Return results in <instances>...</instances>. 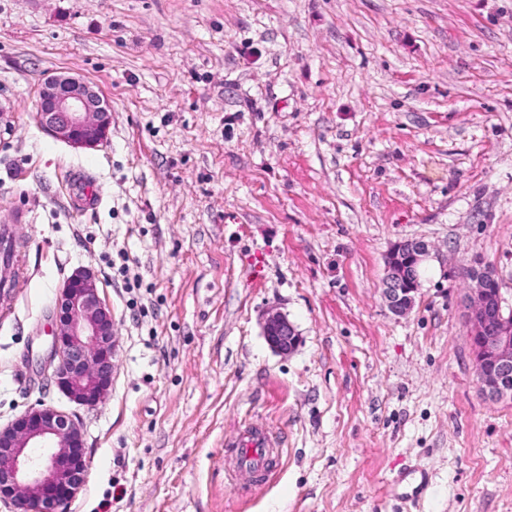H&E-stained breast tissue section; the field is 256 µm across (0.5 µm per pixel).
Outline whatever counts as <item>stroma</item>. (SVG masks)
Here are the masks:
<instances>
[{"mask_svg": "<svg viewBox=\"0 0 512 512\" xmlns=\"http://www.w3.org/2000/svg\"><path fill=\"white\" fill-rule=\"evenodd\" d=\"M53 71L108 97L106 144L37 125ZM0 110L27 269L0 425L39 400L82 422L67 512H512V400L482 394L463 303L479 260L512 308V0H0ZM407 239L431 251L396 316ZM80 266L118 329L93 408L40 367ZM252 424L281 453L243 491L225 442ZM429 254V244L416 239L395 243L388 251L383 294L394 315L412 309L419 290V269ZM262 331L268 345L280 354H290L299 346L300 336L295 326L279 311L265 313Z\"/></svg>", "mask_w": 512, "mask_h": 512, "instance_id": "35a3bbf8", "label": "stroma"}]
</instances>
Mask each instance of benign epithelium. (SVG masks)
<instances>
[{
	"instance_id": "7a95c632",
	"label": "benign epithelium",
	"mask_w": 512,
	"mask_h": 512,
	"mask_svg": "<svg viewBox=\"0 0 512 512\" xmlns=\"http://www.w3.org/2000/svg\"><path fill=\"white\" fill-rule=\"evenodd\" d=\"M112 105L91 83L60 71L40 84L35 121L55 139L78 149H95L109 137ZM430 254L423 240L394 244L386 256L383 294L389 310L407 314L419 290V269ZM464 295L465 322L473 341L482 392L491 400L512 398V319L503 312L501 291L491 293L486 264L470 267ZM99 277L76 269L59 288L48 362L50 382L72 402L93 407L108 393L116 346L112 308L99 295ZM263 336L276 352L292 353L300 336L288 317L270 310ZM45 448L32 458L28 449ZM87 461L84 432L69 414L40 401L0 426V501L16 512H63L83 488Z\"/></svg>"
}]
</instances>
